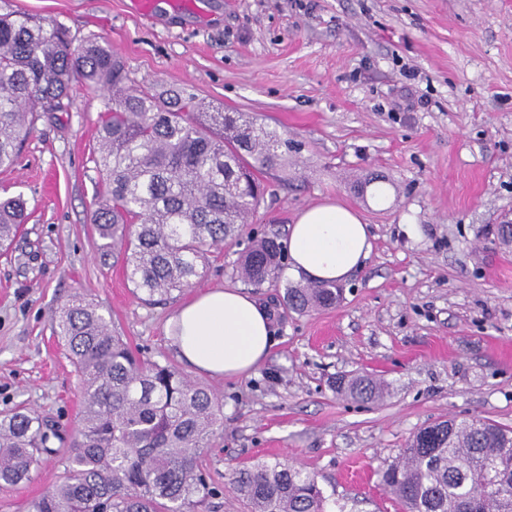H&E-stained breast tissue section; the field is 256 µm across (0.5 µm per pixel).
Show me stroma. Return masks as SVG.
Segmentation results:
<instances>
[{
  "mask_svg": "<svg viewBox=\"0 0 512 512\" xmlns=\"http://www.w3.org/2000/svg\"><path fill=\"white\" fill-rule=\"evenodd\" d=\"M194 2L152 19L141 0H0V14L103 38L134 85L194 93L297 143L243 237L287 239L302 210L337 200L368 224L372 251L333 308L299 314L282 289L249 288L271 319L266 359L234 379L195 371L167 320L197 292L241 287L242 248L215 252L194 287L141 300L120 251L97 249L104 101L74 91L0 171V197L22 196L29 214L0 254V415L25 405L77 424L79 376L52 322L80 291L138 357L222 400L223 427L202 458L214 493L200 512H249L226 476L274 459L315 471L331 512H401L379 474L414 432L473 417L512 428V242L493 234L512 221V0ZM373 177L388 202L363 191ZM359 375L385 396L337 393L338 379ZM61 474L50 458L27 482L0 486V512H27Z\"/></svg>",
  "mask_w": 512,
  "mask_h": 512,
  "instance_id": "1",
  "label": "stroma"
}]
</instances>
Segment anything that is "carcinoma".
Returning <instances> with one entry per match:
<instances>
[{
  "label": "carcinoma",
  "mask_w": 512,
  "mask_h": 512,
  "mask_svg": "<svg viewBox=\"0 0 512 512\" xmlns=\"http://www.w3.org/2000/svg\"><path fill=\"white\" fill-rule=\"evenodd\" d=\"M78 85L112 104L100 116L103 191L91 224L98 250L120 246L126 278L147 300L203 277L211 253L235 243L264 200L263 177L288 164L291 143L240 112H209L193 94L134 86L109 43L74 44L62 24L23 12L0 15V169L12 167L42 112H66ZM20 196L0 199V250L27 220ZM287 246L253 241L238 273L256 288L280 284ZM333 282L285 283L283 302L304 313L336 305ZM53 334L81 381V410L61 480L28 512H195L212 494L200 455L222 426L223 403L169 364L136 357L112 320L85 295L60 304ZM357 400L383 394L368 376L338 385ZM64 438L36 410L0 416V483L28 480ZM403 512H512V430L450 419L407 442L382 472ZM251 512H328L315 473L257 462L228 473Z\"/></svg>",
  "instance_id": "carcinoma-1"
}]
</instances>
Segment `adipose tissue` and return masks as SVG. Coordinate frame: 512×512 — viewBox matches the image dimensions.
I'll return each instance as SVG.
<instances>
[{
	"label": "adipose tissue",
	"mask_w": 512,
	"mask_h": 512,
	"mask_svg": "<svg viewBox=\"0 0 512 512\" xmlns=\"http://www.w3.org/2000/svg\"><path fill=\"white\" fill-rule=\"evenodd\" d=\"M287 247L294 272L340 283L367 259L371 244L358 212L339 202H323L301 211L289 225ZM168 324L180 359L213 376L248 374L271 347L266 309L237 288L199 293Z\"/></svg>",
	"instance_id": "obj_1"
}]
</instances>
